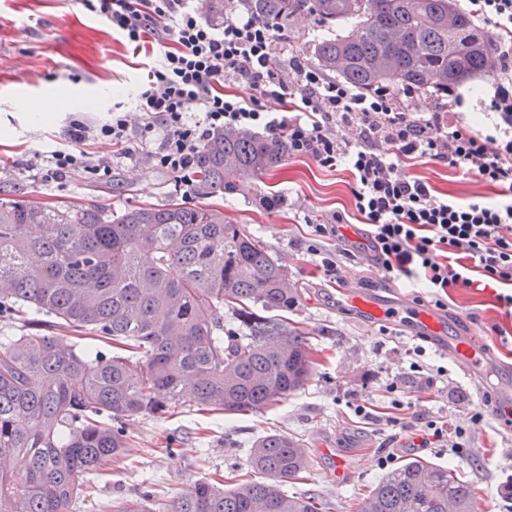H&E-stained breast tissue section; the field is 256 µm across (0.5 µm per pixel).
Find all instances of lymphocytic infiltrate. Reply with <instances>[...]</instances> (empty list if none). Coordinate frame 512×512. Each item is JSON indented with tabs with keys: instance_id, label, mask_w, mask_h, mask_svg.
I'll return each instance as SVG.
<instances>
[{
	"instance_id": "1",
	"label": "lymphocytic infiltrate",
	"mask_w": 512,
	"mask_h": 512,
	"mask_svg": "<svg viewBox=\"0 0 512 512\" xmlns=\"http://www.w3.org/2000/svg\"><path fill=\"white\" fill-rule=\"evenodd\" d=\"M468 2L499 39L493 123L484 133L465 122L461 96L425 116L401 107L390 89L360 92L296 56L281 64L283 28L252 13L229 9L219 29L193 0H84L128 44L162 48L159 66L139 88V107L149 118L139 138L162 130L153 159L180 185H193L196 153L216 132L285 139L289 157L351 173L366 248L383 282L410 279L440 308L444 292L473 287L478 272L499 286L496 301L511 318L512 0ZM235 83L248 84L250 96L230 92ZM193 111L199 119H190ZM131 129L125 112L98 125L71 120L73 145L47 155V179L76 169L109 174L111 159H92L81 144L91 137L123 144ZM424 159L476 178L485 193L467 201L436 195L407 172Z\"/></svg>"
}]
</instances>
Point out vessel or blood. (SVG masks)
Listing matches in <instances>:
<instances>
[{"mask_svg":"<svg viewBox=\"0 0 512 512\" xmlns=\"http://www.w3.org/2000/svg\"><path fill=\"white\" fill-rule=\"evenodd\" d=\"M343 291L365 315L374 319L403 320L417 333L430 338L438 352L448 355L472 378L499 374L500 398L512 403V361L497 358L474 334L461 332L453 319L424 305L387 304L380 295L361 292L348 284L344 285Z\"/></svg>","mask_w":512,"mask_h":512,"instance_id":"b4317fda","label":"vessel or blood"}]
</instances>
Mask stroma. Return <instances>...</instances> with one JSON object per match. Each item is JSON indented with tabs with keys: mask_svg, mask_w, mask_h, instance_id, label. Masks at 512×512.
<instances>
[{
	"mask_svg": "<svg viewBox=\"0 0 512 512\" xmlns=\"http://www.w3.org/2000/svg\"><path fill=\"white\" fill-rule=\"evenodd\" d=\"M283 26L286 54L296 53L316 64L314 48L326 36V28L306 10L293 13ZM159 59V54L134 50L102 18L86 10L82 0H0V197L62 207L100 204L115 212L171 196L194 202L193 191L179 186L167 170L147 158V151L156 150L162 140L158 132L146 151L131 159L120 158V146L109 140L86 141L90 156L114 157L106 178L79 170L63 184L48 183L38 160L67 144L71 118L94 125L121 110L143 124L137 93ZM457 91L469 99L467 122L488 124L490 77L469 78ZM49 97L56 100L55 114L40 124L16 106L21 98L39 102ZM408 172L459 199L481 190L470 177L429 159ZM352 186L348 172L329 171L306 158H288L268 174L240 182L218 200L226 218L259 236L288 269L298 290L289 319L308 332L315 352L308 384L273 406L242 415L187 406L131 419L126 424L124 462L87 474L88 490L76 498L73 512H109L112 502L146 494L160 510L200 481L220 479L225 487H234L248 470L253 441L275 432L297 439L307 453V468L288 483V492L322 500L329 512H356L361 498L387 470L419 455L469 481L483 512H512V494L502 485L512 474V432L490 417L478 424L469 420L483 390L496 388V376L473 383L451 359L415 339L403 322L366 317L349 297L337 292L335 279L319 269V257L307 252V222L318 223L338 212L346 215L349 232L360 236ZM270 194L278 197V206L266 204ZM322 250L336 262L338 277L356 287L402 302L414 300L412 288L381 284L361 249L345 252L332 242L323 244ZM447 312L470 316V328L495 354H512V318L497 307L494 289H449ZM395 385L418 413L464 429L459 451L406 447L404 433L386 415L394 403ZM367 403L382 410V417H357L356 405ZM340 457L349 474L338 486L332 479Z\"/></svg>",
	"mask_w": 512,
	"mask_h": 512,
	"instance_id": "obj_1",
	"label": "stroma"
}]
</instances>
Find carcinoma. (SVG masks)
<instances>
[{
  "label": "carcinoma",
  "mask_w": 512,
  "mask_h": 512,
  "mask_svg": "<svg viewBox=\"0 0 512 512\" xmlns=\"http://www.w3.org/2000/svg\"><path fill=\"white\" fill-rule=\"evenodd\" d=\"M343 34L315 45L322 70L361 91L397 82L435 92L488 73L492 33L457 0H253L279 22L301 9ZM286 155L282 139L224 131L196 155L202 202L114 215L0 198V318L70 336L0 338V512H72L84 475L126 448L125 422L183 406L224 414L276 404L311 379L307 332L282 313L298 295L265 243L206 200L258 178ZM242 336L224 335V308ZM102 341L104 352L79 340ZM252 478L228 489L197 482L164 512H326L285 490L306 467L293 437L257 438ZM358 512H475L472 484L415 457L388 472Z\"/></svg>",
  "instance_id": "1"
}]
</instances>
